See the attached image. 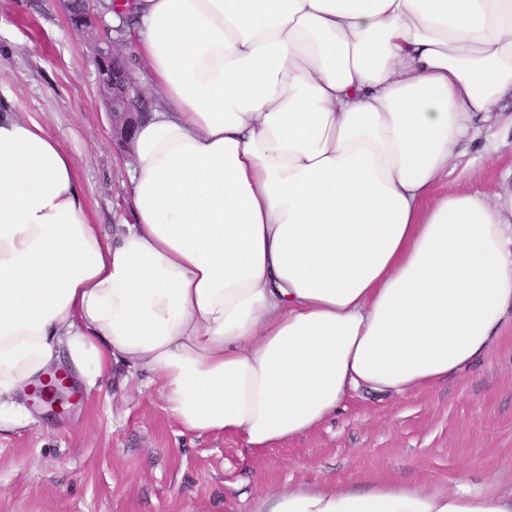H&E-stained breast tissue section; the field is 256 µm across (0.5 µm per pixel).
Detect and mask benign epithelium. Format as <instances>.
Wrapping results in <instances>:
<instances>
[{
  "label": "benign epithelium",
  "mask_w": 512,
  "mask_h": 512,
  "mask_svg": "<svg viewBox=\"0 0 512 512\" xmlns=\"http://www.w3.org/2000/svg\"><path fill=\"white\" fill-rule=\"evenodd\" d=\"M98 2L99 0H79L80 7L74 14L70 10L73 0H63L64 9L72 26L78 33L91 39L93 59L102 69V72L98 73L97 84L107 107L112 137L119 146L127 148L129 132L138 115V112L133 109L134 97L145 95V90L136 81L133 72L127 68L112 71L110 77L105 74L104 69L109 59L119 58L123 53L122 46L104 35ZM28 395L47 403L62 404L72 401L75 392L70 383L69 372L59 367L51 369L40 380V385L31 386Z\"/></svg>",
  "instance_id": "1"
}]
</instances>
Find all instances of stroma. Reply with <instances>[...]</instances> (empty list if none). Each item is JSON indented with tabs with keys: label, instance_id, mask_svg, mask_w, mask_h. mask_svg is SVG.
<instances>
[{
	"label": "stroma",
	"instance_id": "1",
	"mask_svg": "<svg viewBox=\"0 0 512 512\" xmlns=\"http://www.w3.org/2000/svg\"><path fill=\"white\" fill-rule=\"evenodd\" d=\"M73 156L93 223L133 221L130 155L112 129L91 45L61 0H0V101ZM512 169V138L493 159L468 149L439 193L484 192ZM0 433V512H250L252 496L328 480L386 478L433 487L494 481L512 491V328L481 362L404 398L353 397L315 432L260 451L235 435L183 433L144 373L116 367L59 412L27 406Z\"/></svg>",
	"mask_w": 512,
	"mask_h": 512
}]
</instances>
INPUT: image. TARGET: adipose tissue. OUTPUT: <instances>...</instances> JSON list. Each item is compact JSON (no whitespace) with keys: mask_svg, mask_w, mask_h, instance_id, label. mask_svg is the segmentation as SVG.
I'll return each instance as SVG.
<instances>
[{"mask_svg":"<svg viewBox=\"0 0 512 512\" xmlns=\"http://www.w3.org/2000/svg\"><path fill=\"white\" fill-rule=\"evenodd\" d=\"M159 105L133 223L93 224L75 161L0 111V431L58 363L148 373L197 436L261 450L355 395L469 370L512 324V185L437 195L512 113V0H125ZM250 512H512V493L284 484Z\"/></svg>","mask_w":512,"mask_h":512,"instance_id":"adipose-tissue-1","label":"adipose tissue"}]
</instances>
